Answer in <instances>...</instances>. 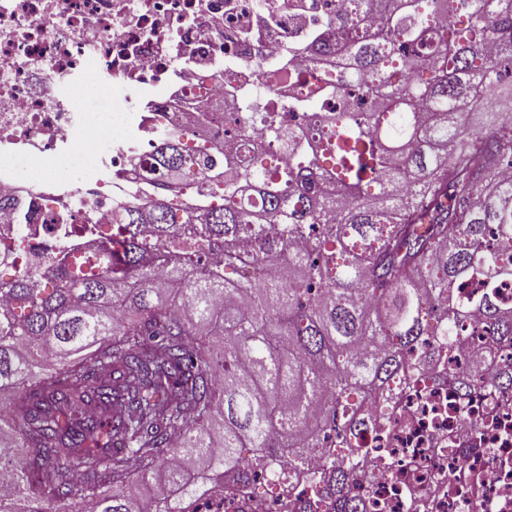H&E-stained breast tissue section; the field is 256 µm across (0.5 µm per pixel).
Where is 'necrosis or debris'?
<instances>
[{"label":"necrosis or debris","mask_w":512,"mask_h":512,"mask_svg":"<svg viewBox=\"0 0 512 512\" xmlns=\"http://www.w3.org/2000/svg\"><path fill=\"white\" fill-rule=\"evenodd\" d=\"M333 0H305L303 15L281 0H0V249L43 226L108 223L117 204L150 200L137 190L131 155L149 164L156 133L189 134L190 149L228 152L260 145L255 105L268 94L259 71L274 69L312 32L327 31ZM124 89L111 112L85 120L74 88ZM221 104L245 136L203 123ZM37 164L22 175V162ZM448 385L405 402L393 449L423 490L421 512H512V408L485 423L482 398L448 413ZM372 512H410L397 475L367 469L357 488ZM194 512H288L282 500L219 491L194 499Z\"/></svg>","instance_id":"1"}]
</instances>
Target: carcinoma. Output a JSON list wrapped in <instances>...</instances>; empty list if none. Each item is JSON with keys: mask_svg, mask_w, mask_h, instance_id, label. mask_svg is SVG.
Instances as JSON below:
<instances>
[{"mask_svg": "<svg viewBox=\"0 0 512 512\" xmlns=\"http://www.w3.org/2000/svg\"><path fill=\"white\" fill-rule=\"evenodd\" d=\"M329 26L303 52L336 77L292 54L262 73L291 93L262 103L267 149L201 146L206 196L0 262V512H182L200 482L300 479L369 512L353 490L365 458L394 467L404 397L512 394V256L490 245L512 242V112L481 108L512 78V0H336ZM186 138L154 146L175 189Z\"/></svg>", "mask_w": 512, "mask_h": 512, "instance_id": "obj_1", "label": "carcinoma"}]
</instances>
